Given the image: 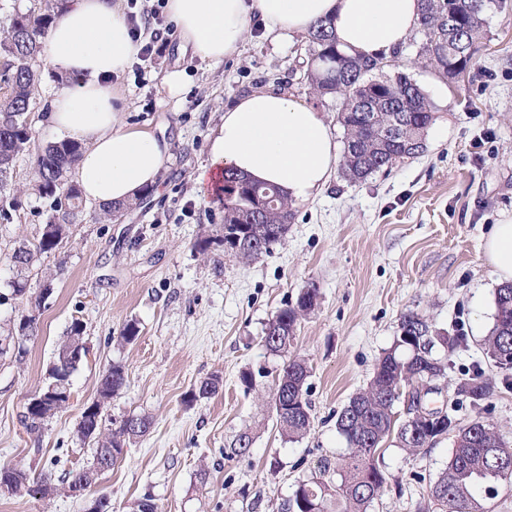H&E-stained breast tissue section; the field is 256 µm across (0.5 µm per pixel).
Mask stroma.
<instances>
[{"label":"stroma","mask_w":512,"mask_h":512,"mask_svg":"<svg viewBox=\"0 0 512 512\" xmlns=\"http://www.w3.org/2000/svg\"><path fill=\"white\" fill-rule=\"evenodd\" d=\"M157 0H123L135 14L147 60H133L113 78L128 126L163 134L170 159L158 191L117 220L85 204L67 237L42 254L31 286L52 277L54 291L37 319V336L23 361L0 360V467L60 475L88 466L92 450L77 435L81 412L102 372L121 364L125 387L106 412L113 423L149 416L150 432L129 442L122 459L94 486L112 512H138L151 498L158 512H285L297 481L336 466L346 450L336 417L370 382L382 352L413 312L432 329L462 337L448 358L433 406L454 398L456 382L482 372L493 395L485 410L459 407L461 423L497 427L512 446V385L489 358L484 338L494 323L497 273L483 253L492 225L512 219V0L486 15L488 38L478 69L448 85L405 43L401 69L428 94L436 112L425 152L390 170L351 182L335 177L316 198L297 204L285 239L248 263L223 248L196 244L224 222V207L197 183L209 163L213 129L224 109L259 86L276 85L306 98L330 124L339 102L310 94L295 75L307 62L304 39L264 36L260 18L237 54L214 64L178 50L168 14L143 16ZM32 147L53 142L49 101L62 87L47 56L35 62ZM184 70L187 83L171 97L165 76ZM30 153L19 155L7 192L21 204L0 220V256L40 237L51 198L35 194ZM315 284L318 305L301 317L287 357L309 367L312 426L291 440L268 407L285 357L266 351L261 337L275 313ZM81 321L91 360L70 377L73 401L40 430L22 418L29 397L48 381L56 349L72 321ZM136 321L140 334L125 343L120 332ZM252 372L253 389L240 375ZM220 376L208 398L189 400L201 380ZM252 445L225 456L237 435ZM452 436L411 452L385 443L377 463L387 478L371 512H433L431 485L448 464ZM85 500L66 491L49 497L0 493V512H84Z\"/></svg>","instance_id":"obj_1"}]
</instances>
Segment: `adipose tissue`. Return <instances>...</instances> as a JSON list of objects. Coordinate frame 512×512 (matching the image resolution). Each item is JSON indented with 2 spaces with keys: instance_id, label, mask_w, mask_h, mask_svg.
Instances as JSON below:
<instances>
[{
  "instance_id": "1",
  "label": "adipose tissue",
  "mask_w": 512,
  "mask_h": 512,
  "mask_svg": "<svg viewBox=\"0 0 512 512\" xmlns=\"http://www.w3.org/2000/svg\"><path fill=\"white\" fill-rule=\"evenodd\" d=\"M421 8L422 0H167L181 49L210 63L240 48L254 13L270 35L300 36L328 21L341 48L388 58L417 27ZM45 45L53 70L70 80L51 100L47 119L58 139L82 146L73 176L84 197L118 205L156 188L170 145L122 124L111 83L136 52L122 0H66ZM338 158L320 112L302 97L262 87L225 108L210 139V166L197 180L217 188L230 169L306 202L327 188ZM485 255L501 281H512V221L493 225Z\"/></svg>"
}]
</instances>
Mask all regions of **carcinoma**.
<instances>
[{
    "mask_svg": "<svg viewBox=\"0 0 512 512\" xmlns=\"http://www.w3.org/2000/svg\"><path fill=\"white\" fill-rule=\"evenodd\" d=\"M424 7L418 34L422 35L419 55L440 75L451 74L450 66L463 70L478 66L479 52L486 39L485 11L493 0H422ZM448 13L455 26L440 30L438 22ZM55 13L51 7L15 12L10 24L0 30V192L4 191L14 164L32 140L27 123L31 112V94L38 75L32 61L41 53L40 38ZM310 58L306 84L312 93L330 95L340 100L338 120L343 127L344 149L340 160L342 176L362 181L386 170L397 162L421 154L426 149L428 130L434 121L435 106L419 86L403 72L392 73L378 67L380 60H364L348 55L336 46L332 32L324 22L313 25L305 35ZM372 84L379 101L374 119L358 111L359 86ZM397 129L407 150L394 149L383 140V133ZM81 146L75 142L50 143L34 156L37 181L33 190L53 198V214L48 223L59 232H67L83 210L77 187L68 182L67 173L76 164ZM237 185L240 195L224 205V222L232 232L238 225L262 244V248L235 256L249 262L281 242L295 219L293 205L274 185L251 182L233 172H224V186ZM57 247V242L41 234L28 244V250L5 255L10 265L33 266L35 258ZM319 289H302L297 304L287 303L267 324L262 342L274 355L285 356L294 340L299 318L314 310ZM400 332L390 349L378 360L367 387L352 396L336 418V430L344 438L347 453L336 467V477L323 473L295 485L286 512H369L374 499L386 483L376 462V453L390 437L402 447L418 451L429 445L428 427L418 420L414 428L419 441H408L406 424L395 416L394 406L405 389L425 380L427 374L446 377V353L454 351L459 337L432 333L429 324L415 313L401 317ZM487 354L504 379L512 376V283L496 290L494 326L485 339ZM308 376L304 361L292 359L283 365L274 386L280 391L282 413L275 414L276 427L288 439L304 436L311 426V403L307 388L299 387ZM123 366L112 365V373L98 386L97 395L115 396L126 385ZM217 376L204 379L192 389L193 398L209 397L218 392ZM456 402L464 400L474 409H482L492 396V388L479 372L456 383ZM448 424L456 430L454 447L447 467L439 474L430 495L435 512H486L479 493H495V483L512 479V451L491 424L473 421L462 425L452 414ZM140 427L130 430L128 421ZM151 422L145 416L132 415L112 431V462L123 455L124 444L144 436Z\"/></svg>",
    "mask_w": 512,
    "mask_h": 512,
    "instance_id": "carcinoma-1",
    "label": "carcinoma"
}]
</instances>
